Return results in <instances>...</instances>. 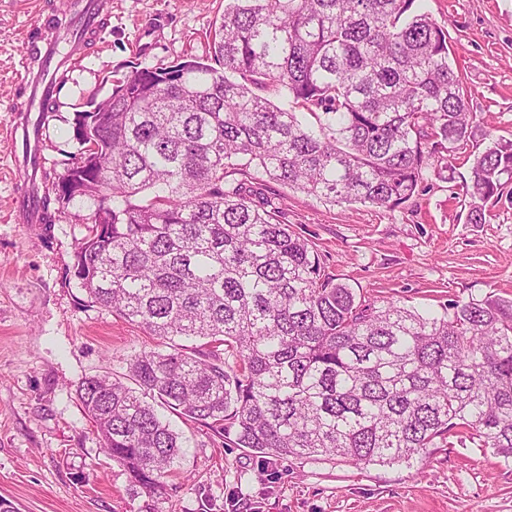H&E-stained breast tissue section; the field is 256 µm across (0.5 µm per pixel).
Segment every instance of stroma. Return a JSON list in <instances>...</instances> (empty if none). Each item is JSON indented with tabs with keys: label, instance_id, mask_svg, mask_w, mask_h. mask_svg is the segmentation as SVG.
Instances as JSON below:
<instances>
[{
	"label": "stroma",
	"instance_id": "35a3bbf8",
	"mask_svg": "<svg viewBox=\"0 0 512 512\" xmlns=\"http://www.w3.org/2000/svg\"><path fill=\"white\" fill-rule=\"evenodd\" d=\"M67 20V0H0V501L12 512H142L124 468L76 395L82 378L124 374L132 355L158 348L142 328L98 307L70 270L86 234L73 211L54 224H23L13 211L22 181L9 136L19 110L26 42L45 4ZM97 45L52 93L42 129L41 189L65 175L78 143L76 113L88 112L132 67L202 55L224 0H103ZM449 33V59L470 91V142L446 171L426 170L404 205L330 204L265 179L296 233L309 239L326 274L375 305L392 301L442 312L448 303L512 299V177L467 220L463 156L512 139V0H417ZM183 452L166 480L159 512H512V462L473 444L436 441L390 466L279 460L197 423L171 417Z\"/></svg>",
	"mask_w": 512,
	"mask_h": 512
}]
</instances>
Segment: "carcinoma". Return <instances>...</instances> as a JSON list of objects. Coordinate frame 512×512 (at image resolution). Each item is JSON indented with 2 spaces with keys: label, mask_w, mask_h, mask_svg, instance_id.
Segmentation results:
<instances>
[{
  "label": "carcinoma",
  "mask_w": 512,
  "mask_h": 512,
  "mask_svg": "<svg viewBox=\"0 0 512 512\" xmlns=\"http://www.w3.org/2000/svg\"><path fill=\"white\" fill-rule=\"evenodd\" d=\"M414 3L224 0L208 53L138 70L112 111L76 113L77 141L96 149L45 194L44 223L88 211L73 276L88 303L163 346L135 354L126 380L86 377L76 393L149 498L182 452L160 408L265 463L390 465L437 438L512 460V300H457L440 316L364 303L247 194L256 172L332 204L395 208L471 137L448 30ZM464 161L468 223L483 224L512 140ZM184 339L211 350L191 355Z\"/></svg>",
  "instance_id": "obj_1"
}]
</instances>
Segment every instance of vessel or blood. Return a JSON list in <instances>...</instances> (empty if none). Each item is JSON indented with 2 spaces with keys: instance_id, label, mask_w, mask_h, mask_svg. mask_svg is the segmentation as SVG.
Instances as JSON below:
<instances>
[{
  "instance_id": "b4317fda",
  "label": "vessel or blood",
  "mask_w": 512,
  "mask_h": 512,
  "mask_svg": "<svg viewBox=\"0 0 512 512\" xmlns=\"http://www.w3.org/2000/svg\"><path fill=\"white\" fill-rule=\"evenodd\" d=\"M70 14L80 25L81 35L70 38L54 15H42L37 21L38 35L27 45L30 59L37 61V69L26 74L28 94L20 103L24 112L42 106L43 101L67 76L69 68L94 47L99 39L106 17L101 0H70Z\"/></svg>"
}]
</instances>
